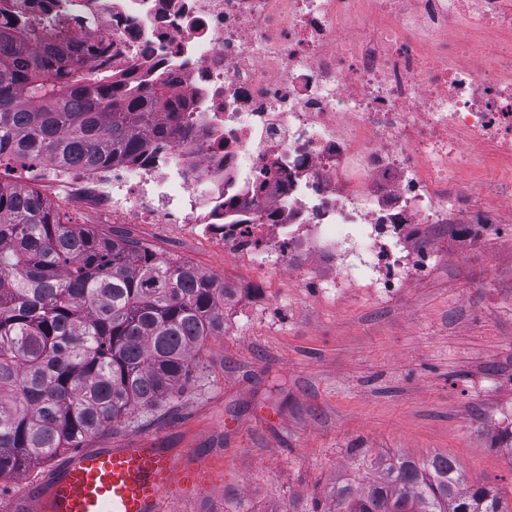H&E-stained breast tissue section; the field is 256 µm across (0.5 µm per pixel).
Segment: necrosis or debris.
<instances>
[{"instance_id":"necrosis-or-debris-1","label":"necrosis or debris","mask_w":512,"mask_h":512,"mask_svg":"<svg viewBox=\"0 0 512 512\" xmlns=\"http://www.w3.org/2000/svg\"><path fill=\"white\" fill-rule=\"evenodd\" d=\"M112 66L165 79L185 138L69 182L129 224L252 264L311 256L390 294L433 259L406 224L473 241L512 210V0H65ZM497 175L461 180L477 159ZM243 221H224L225 206Z\"/></svg>"}]
</instances>
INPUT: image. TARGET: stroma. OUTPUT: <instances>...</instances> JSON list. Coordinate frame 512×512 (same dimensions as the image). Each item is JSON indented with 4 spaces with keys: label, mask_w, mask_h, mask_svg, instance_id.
I'll return each instance as SVG.
<instances>
[{
    "label": "stroma",
    "mask_w": 512,
    "mask_h": 512,
    "mask_svg": "<svg viewBox=\"0 0 512 512\" xmlns=\"http://www.w3.org/2000/svg\"><path fill=\"white\" fill-rule=\"evenodd\" d=\"M0 179L35 186L71 223L113 227L69 199L51 167ZM123 230L238 290L189 381L89 442L130 448L149 436L182 460L215 457L212 488L167 496L164 512H292L351 480L363 456L445 455L465 481L512 498V438L500 429L512 409L511 236L462 245L429 228L431 267L386 296L358 271L338 287L320 268L312 288L307 275L244 263L169 224ZM68 457L0 480V512H21L27 489Z\"/></svg>",
    "instance_id": "obj_1"
}]
</instances>
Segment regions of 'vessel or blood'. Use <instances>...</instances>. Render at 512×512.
Returning a JSON list of instances; mask_svg holds the SVG:
<instances>
[{
	"mask_svg": "<svg viewBox=\"0 0 512 512\" xmlns=\"http://www.w3.org/2000/svg\"><path fill=\"white\" fill-rule=\"evenodd\" d=\"M215 462L178 459L158 439L134 448H89L28 489L24 512H162L174 492L212 482Z\"/></svg>",
	"mask_w": 512,
	"mask_h": 512,
	"instance_id": "b4317fda",
	"label": "vessel or blood"
}]
</instances>
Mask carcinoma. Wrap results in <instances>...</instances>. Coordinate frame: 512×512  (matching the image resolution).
Masks as SVG:
<instances>
[{
    "instance_id": "cac0c4a2",
    "label": "carcinoma",
    "mask_w": 512,
    "mask_h": 512,
    "mask_svg": "<svg viewBox=\"0 0 512 512\" xmlns=\"http://www.w3.org/2000/svg\"><path fill=\"white\" fill-rule=\"evenodd\" d=\"M185 103L165 81L130 86L112 43L65 14L47 25L0 0V165L107 170L163 149ZM236 289L119 233L66 224L41 192L0 178V479L86 442L191 376L224 335ZM292 512H512L443 455L362 461Z\"/></svg>"
}]
</instances>
